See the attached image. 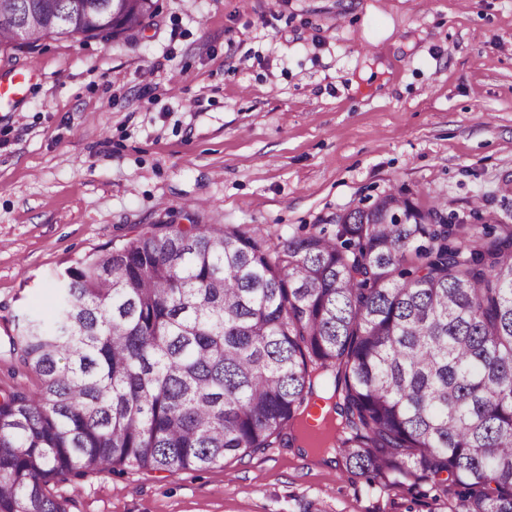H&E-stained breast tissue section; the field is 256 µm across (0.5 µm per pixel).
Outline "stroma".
I'll use <instances>...</instances> for the list:
<instances>
[{
    "label": "stroma",
    "instance_id": "1",
    "mask_svg": "<svg viewBox=\"0 0 512 512\" xmlns=\"http://www.w3.org/2000/svg\"><path fill=\"white\" fill-rule=\"evenodd\" d=\"M139 32L0 54V391L67 268L148 224L277 236L389 191L512 224V0H158ZM282 445L207 469L52 486L69 512H427ZM31 74L32 71L27 74H18L6 83L0 81V112H11L15 105L25 96Z\"/></svg>",
    "mask_w": 512,
    "mask_h": 512
}]
</instances>
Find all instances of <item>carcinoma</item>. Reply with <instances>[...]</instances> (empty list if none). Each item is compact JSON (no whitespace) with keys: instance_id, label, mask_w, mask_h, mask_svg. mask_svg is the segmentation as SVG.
Returning a JSON list of instances; mask_svg holds the SVG:
<instances>
[{"instance_id":"1","label":"carcinoma","mask_w":512,"mask_h":512,"mask_svg":"<svg viewBox=\"0 0 512 512\" xmlns=\"http://www.w3.org/2000/svg\"><path fill=\"white\" fill-rule=\"evenodd\" d=\"M157 0H14L0 53L114 39ZM12 339L33 392L0 393V512H68L52 483L199 470L297 435L372 490L424 481L449 512H512V224L397 191L335 229L272 238L150 224L59 276ZM331 393L340 421L312 409Z\"/></svg>"}]
</instances>
